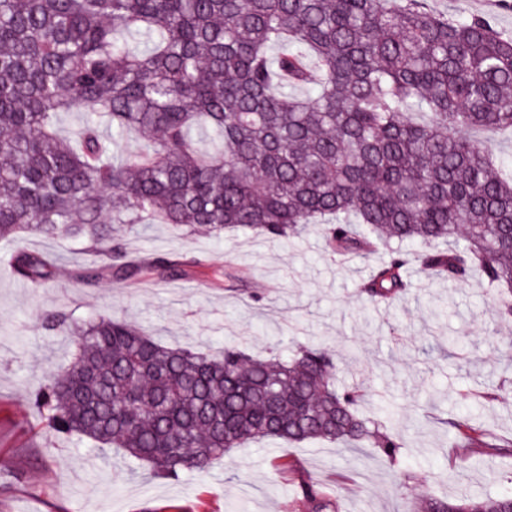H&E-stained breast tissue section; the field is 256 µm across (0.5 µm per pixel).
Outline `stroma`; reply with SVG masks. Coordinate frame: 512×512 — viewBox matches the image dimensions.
Instances as JSON below:
<instances>
[{
	"label": "stroma",
	"instance_id": "35a3bbf8",
	"mask_svg": "<svg viewBox=\"0 0 512 512\" xmlns=\"http://www.w3.org/2000/svg\"><path fill=\"white\" fill-rule=\"evenodd\" d=\"M429 4L451 16H489L512 33V7L502 0ZM125 239L144 258L168 253L202 263L174 280L89 288L76 278L97 259L87 242L0 241V512H309L298 488L304 473L340 512H404L425 496L512 493V456L474 448L461 461L448 460L449 416L512 436V396L493 403L479 398L492 388L512 393V321L500 318L485 284L439 281L413 266L404 298L373 303L357 286L386 259L388 247L343 259L326 252L315 229L274 241L155 224ZM21 247L59 256L51 287L14 277L7 261ZM59 308L77 320L108 308L163 342L206 353L227 344L256 354L323 344L337 352L339 384L367 392L366 412L384 406L387 429L406 446L393 464L372 447L263 442L234 449L207 474L177 480L113 466L112 451L49 434L30 404L45 375L70 360L69 339L44 323ZM432 337L457 346L425 355ZM292 462L298 470H289Z\"/></svg>",
	"mask_w": 512,
	"mask_h": 512
}]
</instances>
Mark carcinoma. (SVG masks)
<instances>
[{
	"label": "carcinoma",
	"mask_w": 512,
	"mask_h": 512,
	"mask_svg": "<svg viewBox=\"0 0 512 512\" xmlns=\"http://www.w3.org/2000/svg\"><path fill=\"white\" fill-rule=\"evenodd\" d=\"M63 112L84 115L72 138ZM477 129L512 131V35L426 0H0V241L85 239L104 256L78 273L86 286L183 274L167 253L131 258L124 227L284 240L327 224L336 256L423 246L391 251L359 285L368 300H400L413 262L487 282L509 320L512 164L465 135ZM10 267L37 288L53 278L39 252ZM45 325L74 348L34 397L48 432L156 477L203 475L266 440L370 445L391 462L404 447L358 410L325 347L213 357L110 313L57 309ZM448 432L460 450L512 453L464 417ZM299 490L311 512H339L312 479ZM415 512H512V495L425 497Z\"/></svg>",
	"instance_id": "1"
}]
</instances>
